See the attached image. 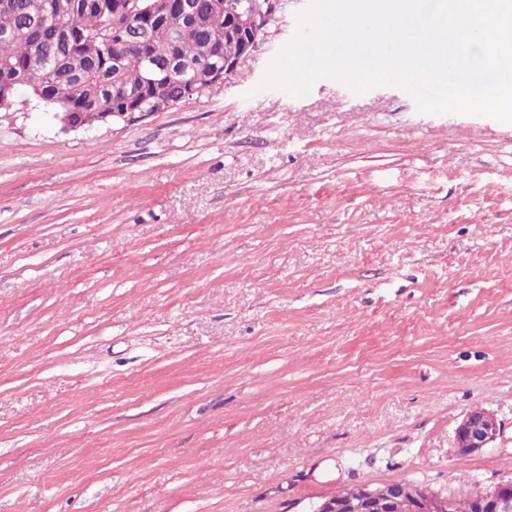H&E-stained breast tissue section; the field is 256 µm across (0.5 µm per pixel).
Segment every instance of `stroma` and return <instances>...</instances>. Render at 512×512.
<instances>
[{
    "label": "stroma",
    "mask_w": 512,
    "mask_h": 512,
    "mask_svg": "<svg viewBox=\"0 0 512 512\" xmlns=\"http://www.w3.org/2000/svg\"><path fill=\"white\" fill-rule=\"evenodd\" d=\"M223 86L88 129L0 108V512H309L512 478V123ZM503 434L466 454L470 410ZM401 489L402 494L399 495ZM424 489L410 482H406L404 486L394 483L382 487L360 485L348 489V492L343 490L336 493V498L340 499L328 498L319 502L313 511L396 512L406 493H409L412 497L415 512H449L452 510L453 499L451 497L435 492L429 493L432 491L426 489L427 492Z\"/></svg>",
    "instance_id": "stroma-1"
}]
</instances>
